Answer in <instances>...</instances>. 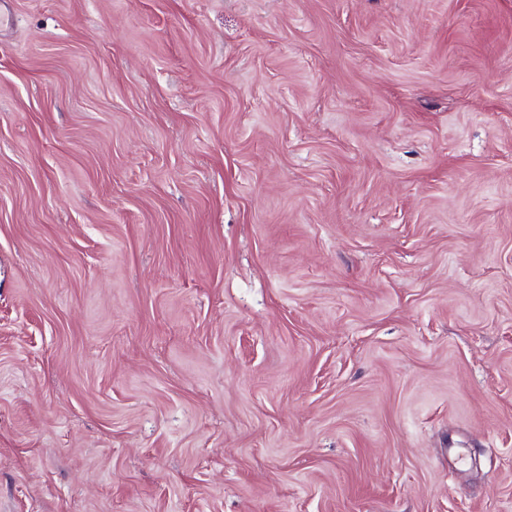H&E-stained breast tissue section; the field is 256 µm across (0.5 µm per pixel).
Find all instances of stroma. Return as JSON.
<instances>
[{"instance_id": "stroma-1", "label": "stroma", "mask_w": 512, "mask_h": 512, "mask_svg": "<svg viewBox=\"0 0 512 512\" xmlns=\"http://www.w3.org/2000/svg\"><path fill=\"white\" fill-rule=\"evenodd\" d=\"M0 13V512H512V0Z\"/></svg>"}]
</instances>
